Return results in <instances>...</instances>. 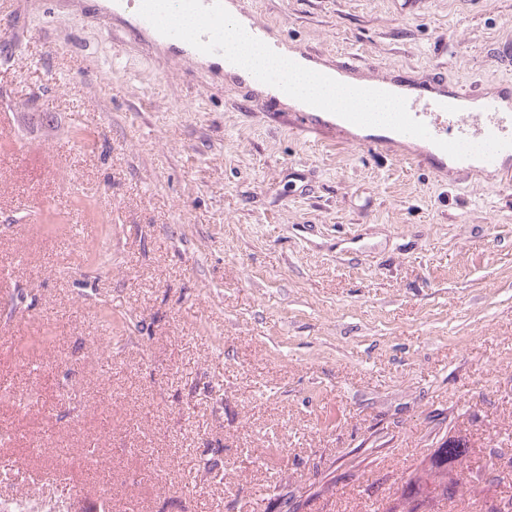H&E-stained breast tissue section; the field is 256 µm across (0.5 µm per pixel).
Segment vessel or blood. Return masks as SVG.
<instances>
[{
    "mask_svg": "<svg viewBox=\"0 0 512 512\" xmlns=\"http://www.w3.org/2000/svg\"><path fill=\"white\" fill-rule=\"evenodd\" d=\"M125 0H89V10L95 15L124 16L132 37L156 35L153 26L138 12H126ZM157 36V35H156ZM367 87L381 89L403 96L411 116L428 127L430 139H421L392 130L376 132L356 126L334 114L307 106L298 109L296 126L305 134H320L332 125L370 149L385 151L400 145L406 148L414 161L435 164L441 174L471 171L477 168L502 170L512 177V148L499 152L492 160H456L437 147V140L464 138L472 142L484 140L488 135L512 139V86L485 88L479 85L459 87L444 77L417 81L397 71L382 78L365 77Z\"/></svg>",
    "mask_w": 512,
    "mask_h": 512,
    "instance_id": "b4317fda",
    "label": "vessel or blood"
}]
</instances>
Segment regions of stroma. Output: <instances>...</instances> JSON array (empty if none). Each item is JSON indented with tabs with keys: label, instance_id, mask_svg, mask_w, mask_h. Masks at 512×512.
<instances>
[{
	"label": "stroma",
	"instance_id": "obj_1",
	"mask_svg": "<svg viewBox=\"0 0 512 512\" xmlns=\"http://www.w3.org/2000/svg\"><path fill=\"white\" fill-rule=\"evenodd\" d=\"M239 4L327 64L512 83V0ZM1 30L0 498L374 512L448 437L512 457V185L305 139L82 0Z\"/></svg>",
	"mask_w": 512,
	"mask_h": 512
}]
</instances>
